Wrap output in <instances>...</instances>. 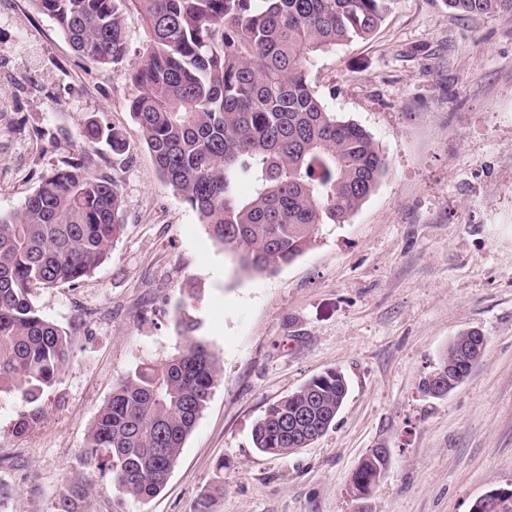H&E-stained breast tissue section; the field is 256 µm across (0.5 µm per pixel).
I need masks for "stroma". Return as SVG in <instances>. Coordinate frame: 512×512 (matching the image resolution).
Returning a JSON list of instances; mask_svg holds the SVG:
<instances>
[{
    "label": "stroma",
    "mask_w": 512,
    "mask_h": 512,
    "mask_svg": "<svg viewBox=\"0 0 512 512\" xmlns=\"http://www.w3.org/2000/svg\"><path fill=\"white\" fill-rule=\"evenodd\" d=\"M317 96L361 125L386 163L350 219L277 273L241 270L163 181L130 113L123 69L80 55L36 0H0V215L19 211L90 121L127 141L124 230L76 286L38 290L41 315L71 334L69 361L19 435V397H0V512H53L82 478L91 512H356L351 476L389 451L367 512H469L512 490V20L446 0H395L368 38L337 45L310 73ZM196 318L223 377L166 487L118 493L87 434L113 387L162 362ZM487 346L446 397L420 383L449 340ZM341 371L347 399L312 446L268 456L251 431L314 375Z\"/></svg>",
    "instance_id": "1"
}]
</instances>
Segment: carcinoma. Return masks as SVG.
<instances>
[{"label":"carcinoma","instance_id":"carcinoma-1","mask_svg":"<svg viewBox=\"0 0 512 512\" xmlns=\"http://www.w3.org/2000/svg\"><path fill=\"white\" fill-rule=\"evenodd\" d=\"M74 49L100 66H122L138 87L130 112L162 178L250 273L270 274L309 251L328 225L343 224L375 190L385 162L370 134L330 112L309 79L317 55L370 36L394 0H39ZM467 15L512 19V0H447ZM147 41L130 59L127 13ZM127 152L123 134L96 122L76 158L43 177L20 211L0 215V394L32 404L63 371L70 336L34 304L37 288L76 284L99 267L122 233L121 168L100 172L89 148ZM246 181L252 190L239 193ZM177 352L121 380L86 438L90 456L124 497L159 494L221 377L209 345L182 320ZM446 350L423 379L449 393L472 368ZM348 395L327 370L269 405L254 447L283 455L326 433ZM308 415L302 421V414ZM34 407L16 425H40ZM389 457L370 452L351 478L370 492ZM55 512H90L79 478Z\"/></svg>","mask_w":512,"mask_h":512}]
</instances>
